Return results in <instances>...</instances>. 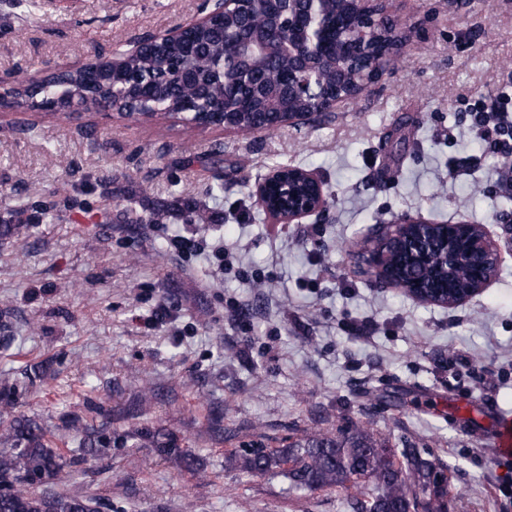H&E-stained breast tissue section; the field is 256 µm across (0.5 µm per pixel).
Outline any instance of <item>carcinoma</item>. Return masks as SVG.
Here are the masks:
<instances>
[{
    "mask_svg": "<svg viewBox=\"0 0 512 512\" xmlns=\"http://www.w3.org/2000/svg\"><path fill=\"white\" fill-rule=\"evenodd\" d=\"M269 7L266 0H249L242 13L217 14L179 39L150 41L115 70L68 71L51 78L38 94L21 88L15 93L17 104L38 106L77 98L94 108L145 112L150 117L168 114L211 121L213 113L222 112L225 125L232 129L271 128L290 115L315 112L322 98L356 95L369 73L382 72L391 65L394 58L389 47L403 37L398 24L384 17L371 33L373 52L363 59L336 28H329L323 51L308 58L312 92L297 94L288 86V75L295 68L288 41L243 60L239 45L230 37L246 23L257 36H263ZM306 8L301 0L292 5L289 25L293 43L302 41ZM351 9V0H320L318 4V10L331 22L346 17ZM280 173L288 185V198L275 190L268 193L265 212L271 216L285 210L287 203L314 200L304 168L288 165ZM60 206L91 209L77 196L65 197L60 205L31 206L21 200L7 221H52ZM168 218H182L189 224L212 223L209 208L201 199H176L153 210L151 220L159 224ZM421 232L426 246L418 248L414 241ZM478 240L475 230L467 236H450L440 224L419 229L410 225L402 238L386 245L383 273L408 290L454 305L474 293L478 283L469 265H448V254L485 260L486 254L478 253ZM66 428L72 430L77 445L71 464L85 461L86 448L112 445V434L89 428L77 419L66 422ZM132 436L150 442L176 468L198 469V459L169 435L142 428ZM0 443V512H101L107 507L100 499L78 492L29 491L28 486L53 477L64 466V456L52 435L38 421L13 417L0 434ZM235 464L252 475L281 472L295 487L347 493L362 482L370 484L369 499L346 498L352 512H448L452 491L445 468L424 457L419 449L391 448L374 433L356 427L336 434H307L300 442L279 449L250 443L235 456Z\"/></svg>",
    "mask_w": 512,
    "mask_h": 512,
    "instance_id": "carcinoma-1",
    "label": "carcinoma"
}]
</instances>
